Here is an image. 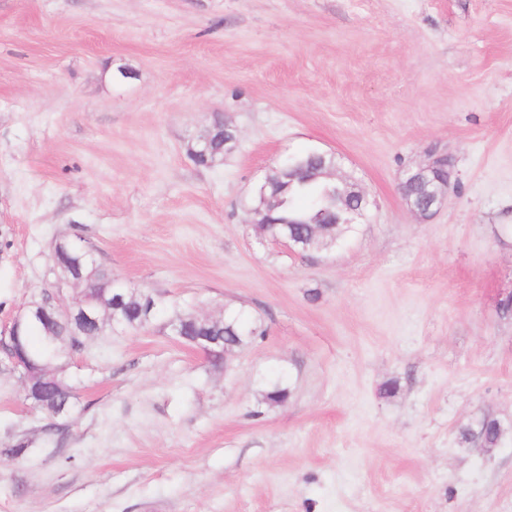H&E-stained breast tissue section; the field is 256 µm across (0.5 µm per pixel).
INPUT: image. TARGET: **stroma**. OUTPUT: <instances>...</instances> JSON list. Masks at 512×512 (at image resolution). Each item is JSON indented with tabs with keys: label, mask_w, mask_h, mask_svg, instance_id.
Here are the masks:
<instances>
[{
	"label": "stroma",
	"mask_w": 512,
	"mask_h": 512,
	"mask_svg": "<svg viewBox=\"0 0 512 512\" xmlns=\"http://www.w3.org/2000/svg\"><path fill=\"white\" fill-rule=\"evenodd\" d=\"M217 113L238 141L201 167ZM312 149L365 218L259 243V183ZM434 150L422 222L400 183ZM61 237L265 334L223 366L158 324L93 337L53 432L0 370V512H512V0H0L1 335ZM487 417L497 447L463 438ZM448 165L447 157L437 158L428 164H419L414 169H409L400 183L401 194L411 213L422 221L436 214L447 192L452 171L440 177L437 169L441 161ZM412 184L418 185L420 193L408 190ZM289 387L284 374H272L262 382L261 401L267 406H278L288 399Z\"/></svg>",
	"instance_id": "obj_1"
}]
</instances>
